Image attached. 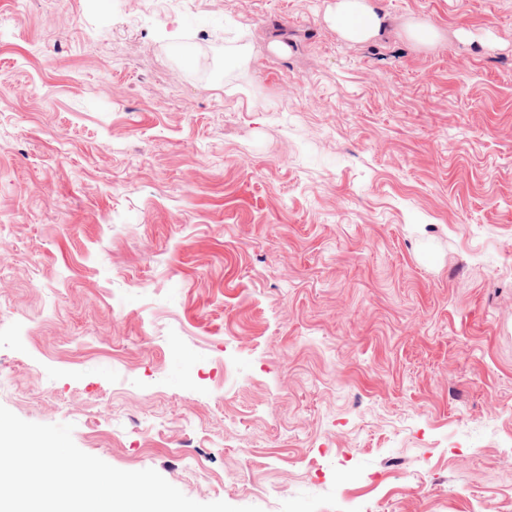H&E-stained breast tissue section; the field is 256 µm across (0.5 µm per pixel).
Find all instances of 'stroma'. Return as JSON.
<instances>
[{
	"mask_svg": "<svg viewBox=\"0 0 512 512\" xmlns=\"http://www.w3.org/2000/svg\"><path fill=\"white\" fill-rule=\"evenodd\" d=\"M332 2L0 0V405L201 503L512 512V0ZM325 20L341 38L356 43L377 38L384 24L371 0H336L328 7ZM404 33L409 39L421 45L432 44L440 38L438 27L427 20L406 24Z\"/></svg>",
	"mask_w": 512,
	"mask_h": 512,
	"instance_id": "obj_1",
	"label": "stroma"
}]
</instances>
